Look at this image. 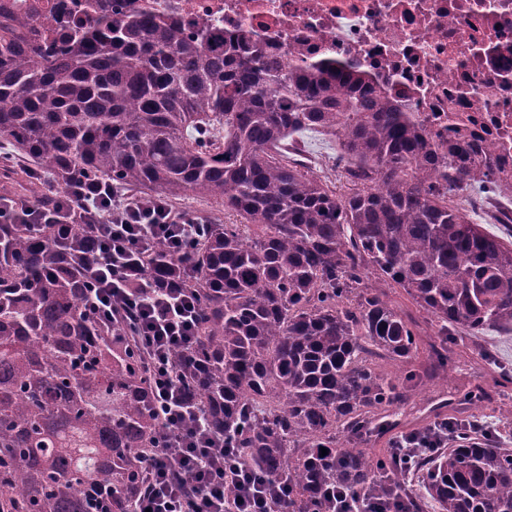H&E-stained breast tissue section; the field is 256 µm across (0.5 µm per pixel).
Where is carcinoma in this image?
I'll return each mask as SVG.
<instances>
[{"label":"carcinoma","instance_id":"cac0c4a2","mask_svg":"<svg viewBox=\"0 0 512 512\" xmlns=\"http://www.w3.org/2000/svg\"><path fill=\"white\" fill-rule=\"evenodd\" d=\"M47 28L0 20V138L37 163L1 167L0 199L43 205L46 171L61 189L86 176L132 197L207 196L239 217L181 253L155 241L145 268L197 301V341L173 352L174 374L243 464L288 487L277 512H327L319 490L380 484L408 512H512V449L475 418L452 423L454 447L418 457L417 490L392 449L359 447L382 410L448 381V337L512 335V246L455 200L486 192L492 156L435 140L360 74L243 55L212 31L118 12L45 49ZM204 125L224 129L219 146ZM309 130L338 141L349 191L292 158ZM96 247L88 224L0 217V512H128L145 483L161 436L146 354L129 324L86 313ZM370 273L379 285L358 289ZM375 355L397 371L377 373Z\"/></svg>","mask_w":512,"mask_h":512}]
</instances>
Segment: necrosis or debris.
I'll return each mask as SVG.
<instances>
[{
  "mask_svg": "<svg viewBox=\"0 0 512 512\" xmlns=\"http://www.w3.org/2000/svg\"><path fill=\"white\" fill-rule=\"evenodd\" d=\"M115 10L365 74L439 139L490 152L488 191L512 210V0H0L1 14L62 23Z\"/></svg>",
  "mask_w": 512,
  "mask_h": 512,
  "instance_id": "1",
  "label": "necrosis or debris"
}]
</instances>
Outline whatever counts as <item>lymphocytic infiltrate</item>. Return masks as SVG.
<instances>
[{"label":"lymphocytic infiltrate","instance_id":"lymphocytic-infiltrate-1","mask_svg":"<svg viewBox=\"0 0 512 512\" xmlns=\"http://www.w3.org/2000/svg\"><path fill=\"white\" fill-rule=\"evenodd\" d=\"M54 199L94 225L99 240L88 311L99 317L113 316L119 307L132 312L147 354L163 435L152 452L149 490L133 498L132 512H275L287 489L271 487L260 471L240 462L237 448L208 433L191 393L175 381L170 354L194 339L195 302L176 282L145 277L142 255L151 240H165L180 252L201 236L202 224L165 202L122 197L103 180L72 183ZM448 433L442 422L394 441L401 469L412 473L416 450L444 447ZM180 473L190 476V486L177 481ZM228 482L237 489L230 500L224 497Z\"/></svg>","mask_w":512,"mask_h":512}]
</instances>
